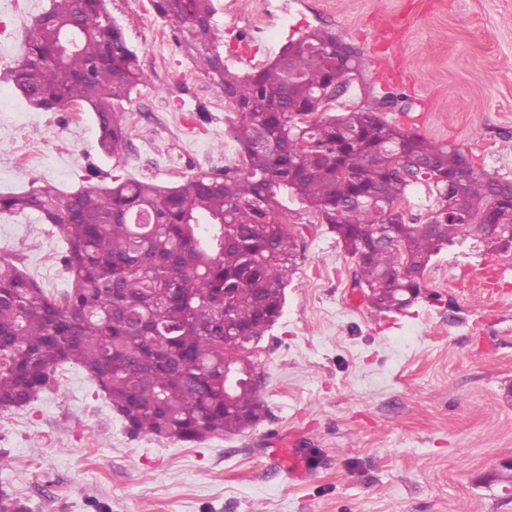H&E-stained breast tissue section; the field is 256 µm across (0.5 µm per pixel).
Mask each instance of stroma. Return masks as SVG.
Wrapping results in <instances>:
<instances>
[{
	"label": "stroma",
	"instance_id": "1",
	"mask_svg": "<svg viewBox=\"0 0 512 512\" xmlns=\"http://www.w3.org/2000/svg\"><path fill=\"white\" fill-rule=\"evenodd\" d=\"M49 0H0V192L31 181L69 190L113 176L183 185L236 164L231 109L167 37L151 0H109L151 82L123 108L130 143L105 156L86 108L78 125L29 107L8 74L22 36ZM215 22L231 69L271 61L305 30H332L365 62L327 116L360 104L366 87L397 97L381 117L460 147L512 180V0H289L264 33ZM190 138L177 141V126ZM31 151L28 165L16 154ZM189 167L172 171L173 151ZM285 220L297 245L282 315L253 365L266 415L234 436L194 444L130 433L88 375L67 364L51 391L0 412V488L28 512H512L500 480L512 459V254L474 240L432 258L413 303L375 309L358 267L327 225L295 200ZM0 249L46 292L69 281L52 225L0 214ZM53 267H46L48 256ZM299 439L311 475L290 479L277 441Z\"/></svg>",
	"mask_w": 512,
	"mask_h": 512
}]
</instances>
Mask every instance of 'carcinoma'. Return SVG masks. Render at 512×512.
I'll return each mask as SVG.
<instances>
[{
  "label": "carcinoma",
  "mask_w": 512,
  "mask_h": 512,
  "mask_svg": "<svg viewBox=\"0 0 512 512\" xmlns=\"http://www.w3.org/2000/svg\"><path fill=\"white\" fill-rule=\"evenodd\" d=\"M152 6L233 104L242 164L179 186L125 177L64 191L34 181L0 194V213L36 214L57 229L70 282L63 293L47 294L16 265L0 262V409L38 399L58 368L73 364L130 433L196 443L210 433L235 435L266 412L258 386L224 395V351L239 347L224 338L258 345L281 316L296 243L264 217L283 216L284 200L308 207L352 258L376 225L392 224L390 242L372 247L358 269L371 304L398 311L407 291L419 294L433 256L512 209V187L478 167L454 183L468 224L436 208L423 223L405 221L398 210L386 220L374 206L351 203L377 188L397 205L412 181L440 198L467 156L382 120L389 96L375 90L356 110L301 121L325 111L330 101L320 93L336 86L321 50H340L357 75L363 67L331 30H309L241 75L224 63L213 0ZM9 79L35 109L86 107L109 157L129 142L122 101L150 81L107 0H50L26 30ZM300 140L310 144L302 153Z\"/></svg>",
  "instance_id": "obj_1"
}]
</instances>
